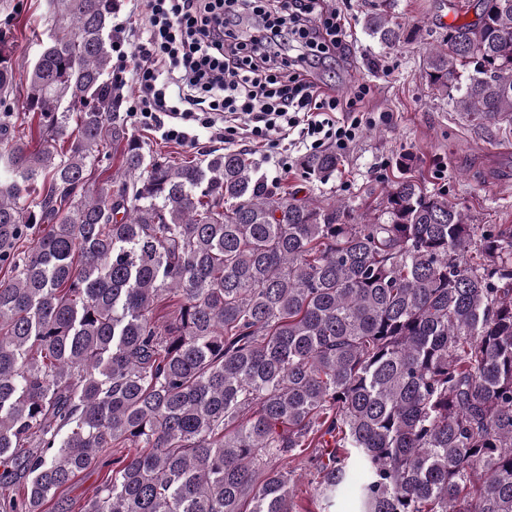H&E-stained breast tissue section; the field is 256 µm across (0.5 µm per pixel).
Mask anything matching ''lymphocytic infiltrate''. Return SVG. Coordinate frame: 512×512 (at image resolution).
I'll return each instance as SVG.
<instances>
[{"label": "lymphocytic infiltrate", "mask_w": 512, "mask_h": 512, "mask_svg": "<svg viewBox=\"0 0 512 512\" xmlns=\"http://www.w3.org/2000/svg\"><path fill=\"white\" fill-rule=\"evenodd\" d=\"M325 0H139L149 24L132 52H124L130 19L115 26L119 60L134 57L131 78L115 75V87L134 82L138 95L129 109L136 124L161 137L191 142L197 127L223 124L225 144L238 129L266 146L265 163L283 164L273 151L296 138L306 152L333 147L344 154L373 113L359 110L368 93L358 86L341 100L321 91L313 69L330 56H348L347 31L338 15L317 22ZM289 39L300 48L298 68L278 51Z\"/></svg>", "instance_id": "f902f5d3"}]
</instances>
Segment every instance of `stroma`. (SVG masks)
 <instances>
[{
  "label": "stroma",
  "instance_id": "stroma-1",
  "mask_svg": "<svg viewBox=\"0 0 512 512\" xmlns=\"http://www.w3.org/2000/svg\"><path fill=\"white\" fill-rule=\"evenodd\" d=\"M379 0H332L350 35V56L328 62L316 72L326 87L347 96L357 85L370 87L368 109L384 114L383 123L366 128L343 163L327 180L306 179L299 167L300 150L287 151V167L261 164L262 151L249 140L237 151L258 160L268 180L281 183L298 198H342L377 208L384 188L396 173L402 154L413 153L421 163L416 171L430 191L461 205L474 224L512 225V126L482 128L437 98L422 75L426 43L440 40L449 23L475 18L473 0H394L392 12L412 30V38L394 48L380 47L366 32L364 19ZM47 0H0V43L8 45L16 69L14 119L32 145H39L38 119L24 112L25 79L30 62L46 37ZM150 153L170 159L199 157L223 150L214 130L203 129L198 140L179 143L138 126L134 129Z\"/></svg>",
  "mask_w": 512,
  "mask_h": 512
}]
</instances>
